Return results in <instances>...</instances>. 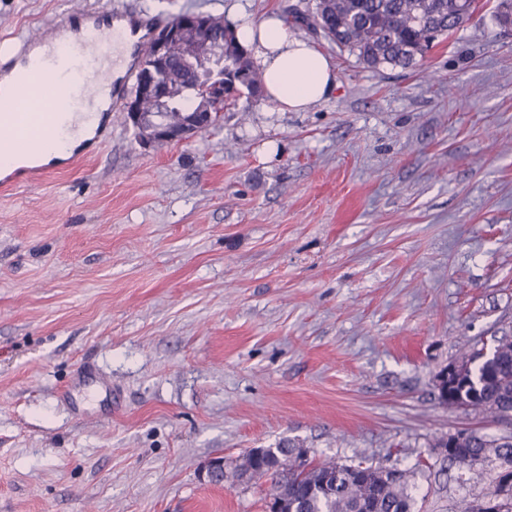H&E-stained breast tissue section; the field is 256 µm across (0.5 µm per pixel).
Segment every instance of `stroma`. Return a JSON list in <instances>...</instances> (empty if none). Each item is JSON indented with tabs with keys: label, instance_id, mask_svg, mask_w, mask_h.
<instances>
[{
	"label": "stroma",
	"instance_id": "obj_1",
	"mask_svg": "<svg viewBox=\"0 0 512 512\" xmlns=\"http://www.w3.org/2000/svg\"><path fill=\"white\" fill-rule=\"evenodd\" d=\"M290 2L0 0V47L65 10ZM291 28L334 63L328 100L153 147L116 112L91 159L0 190V512H263L265 482L200 470L284 438L422 463L419 512L481 492L429 444L498 428L433 379L512 337V32L486 8L374 69Z\"/></svg>",
	"mask_w": 512,
	"mask_h": 512
}]
</instances>
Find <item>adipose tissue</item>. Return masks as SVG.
<instances>
[{"label": "adipose tissue", "instance_id": "obj_1", "mask_svg": "<svg viewBox=\"0 0 512 512\" xmlns=\"http://www.w3.org/2000/svg\"><path fill=\"white\" fill-rule=\"evenodd\" d=\"M237 36L259 67L264 92L279 111H305L335 91L336 68L331 59L294 36L278 14L239 25ZM21 113L27 118L24 142L0 140V165L9 172L33 159L41 164L62 160L66 151L90 141L97 129L96 124L81 121L76 132L63 139L45 112L37 111L33 104H26Z\"/></svg>", "mask_w": 512, "mask_h": 512}]
</instances>
